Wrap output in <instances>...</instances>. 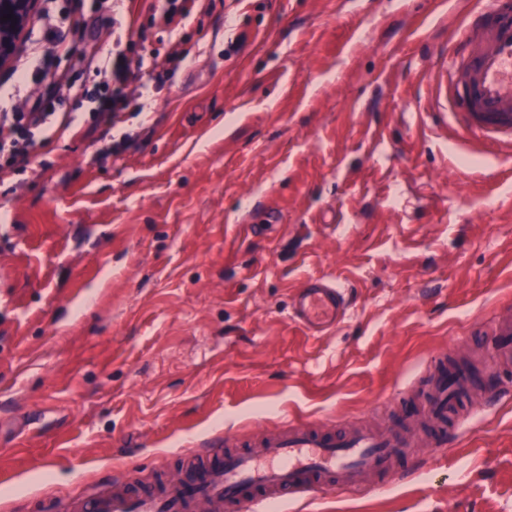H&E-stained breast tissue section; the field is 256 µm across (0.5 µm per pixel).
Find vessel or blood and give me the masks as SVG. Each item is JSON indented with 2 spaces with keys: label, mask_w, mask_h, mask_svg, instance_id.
Returning a JSON list of instances; mask_svg holds the SVG:
<instances>
[{
  "label": "vessel or blood",
  "mask_w": 512,
  "mask_h": 512,
  "mask_svg": "<svg viewBox=\"0 0 512 512\" xmlns=\"http://www.w3.org/2000/svg\"><path fill=\"white\" fill-rule=\"evenodd\" d=\"M462 66L441 68L449 103L459 110L455 131L464 142L495 151L512 148V0H495L466 25L453 49ZM345 314L344 290L326 278L308 279L296 292L292 318L322 336ZM496 348L512 353V317L493 326ZM465 383L457 372L436 373L424 419L448 421V407ZM215 451L188 473L153 487L104 488L63 497L62 512H285L318 491L361 489L367 476L389 472L406 453L402 435L359 428L336 434L326 425L287 421L249 438L214 440Z\"/></svg>",
  "instance_id": "obj_1"
}]
</instances>
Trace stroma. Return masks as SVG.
I'll use <instances>...</instances> for the list:
<instances>
[{"label":"stroma","mask_w":512,"mask_h":512,"mask_svg":"<svg viewBox=\"0 0 512 512\" xmlns=\"http://www.w3.org/2000/svg\"><path fill=\"white\" fill-rule=\"evenodd\" d=\"M150 2L37 3L83 15L53 69L89 92L82 52L186 57L95 142L94 101L60 96L0 172V512L286 419L404 430L436 358L512 383L486 353L512 315V154L464 146L432 83L490 0H214L132 43ZM40 36L0 66V109L41 90ZM313 276L347 299L324 336L291 317ZM472 394L440 452L299 512H512V398Z\"/></svg>","instance_id":"35a3bbf8"}]
</instances>
